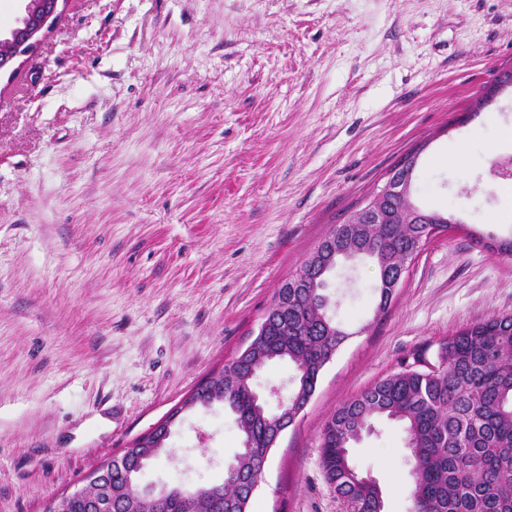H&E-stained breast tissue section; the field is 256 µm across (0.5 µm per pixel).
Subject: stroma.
Instances as JSON below:
<instances>
[{"label":"stroma","instance_id":"stroma-1","mask_svg":"<svg viewBox=\"0 0 512 512\" xmlns=\"http://www.w3.org/2000/svg\"><path fill=\"white\" fill-rule=\"evenodd\" d=\"M512 0H69L0 79V512H43L244 348L316 244L422 146L431 238L377 315L378 270L341 262L350 339L265 467L252 512H346L320 466L334 410L413 354L512 315ZM240 448L223 405L178 423L141 483L219 481ZM385 512H409L400 424L354 443Z\"/></svg>","mask_w":512,"mask_h":512}]
</instances>
